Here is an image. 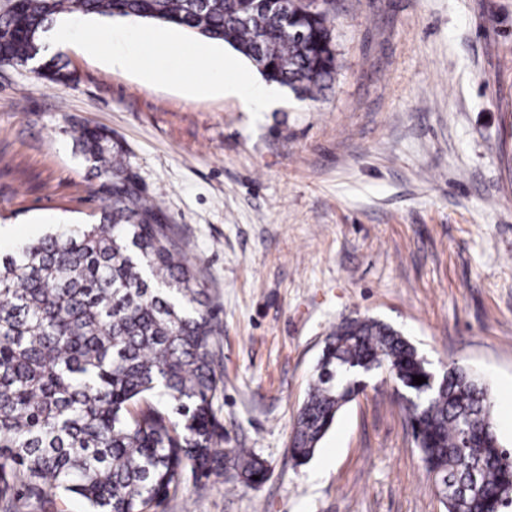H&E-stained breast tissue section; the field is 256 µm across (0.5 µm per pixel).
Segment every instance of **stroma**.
<instances>
[{
  "mask_svg": "<svg viewBox=\"0 0 512 512\" xmlns=\"http://www.w3.org/2000/svg\"><path fill=\"white\" fill-rule=\"evenodd\" d=\"M338 68L315 100L286 91L260 118L45 47L72 82L0 69V231L11 252L95 221L97 180L71 134L99 126L178 234L221 332L224 445L270 472L258 487L194 480L159 512H446L414 450L400 387L375 374L313 457L288 447L324 339L381 320L442 373L487 383L512 449V0H340Z\"/></svg>",
  "mask_w": 512,
  "mask_h": 512,
  "instance_id": "stroma-1",
  "label": "stroma"
}]
</instances>
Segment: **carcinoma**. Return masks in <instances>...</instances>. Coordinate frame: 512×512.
Returning a JSON list of instances; mask_svg holds the SVG:
<instances>
[{"label":"carcinoma","instance_id":"carcinoma-1","mask_svg":"<svg viewBox=\"0 0 512 512\" xmlns=\"http://www.w3.org/2000/svg\"><path fill=\"white\" fill-rule=\"evenodd\" d=\"M338 0H288V24L267 0H0V66L28 65L64 14L137 16L223 41L268 82L314 100L335 79L331 24ZM66 83L67 64L37 66ZM99 179L98 222L69 224L0 257V505L22 497L40 512L76 497L86 512H155L185 469L251 487L265 462L224 451L213 402L222 381L210 346L219 328L201 297L188 243L152 200L112 132L74 131ZM380 371L413 392L431 370L401 332L373 318L329 334L291 433L297 464L311 458L339 410ZM414 448L447 512L512 505V451L499 440L486 384L463 367L422 401L403 405Z\"/></svg>","mask_w":512,"mask_h":512}]
</instances>
